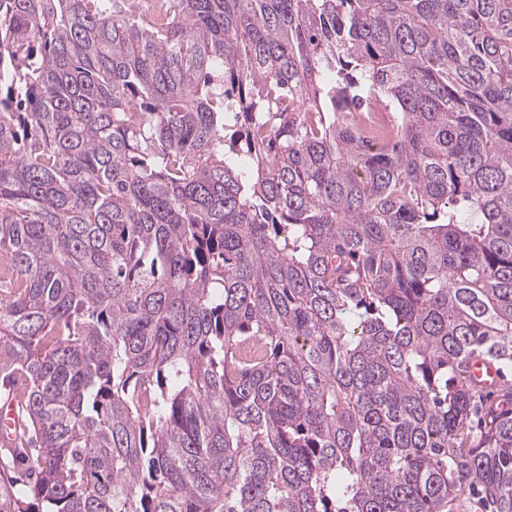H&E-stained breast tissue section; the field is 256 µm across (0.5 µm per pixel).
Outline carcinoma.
Here are the masks:
<instances>
[{"instance_id":"cac0c4a2","label":"carcinoma","mask_w":512,"mask_h":512,"mask_svg":"<svg viewBox=\"0 0 512 512\" xmlns=\"http://www.w3.org/2000/svg\"><path fill=\"white\" fill-rule=\"evenodd\" d=\"M163 2L0 0V512H512V0ZM360 125L367 131L371 140L378 143L381 131L387 127V116L380 112L377 106H373L371 112H363L358 117Z\"/></svg>"}]
</instances>
